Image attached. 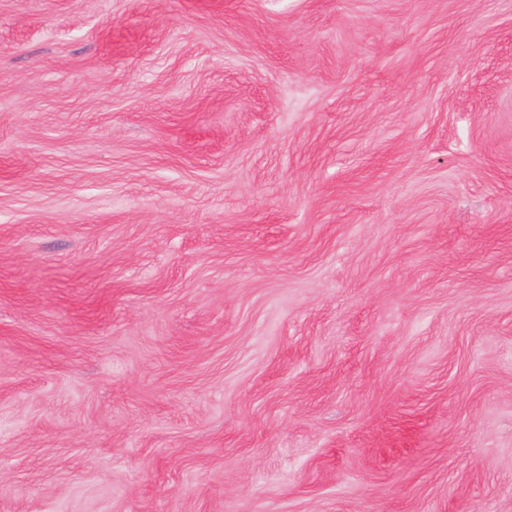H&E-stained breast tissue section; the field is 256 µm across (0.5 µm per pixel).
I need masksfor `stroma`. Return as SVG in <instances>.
Segmentation results:
<instances>
[{
    "label": "stroma",
    "instance_id": "stroma-1",
    "mask_svg": "<svg viewBox=\"0 0 512 512\" xmlns=\"http://www.w3.org/2000/svg\"><path fill=\"white\" fill-rule=\"evenodd\" d=\"M0 512H512V0H0Z\"/></svg>",
    "mask_w": 512,
    "mask_h": 512
}]
</instances>
